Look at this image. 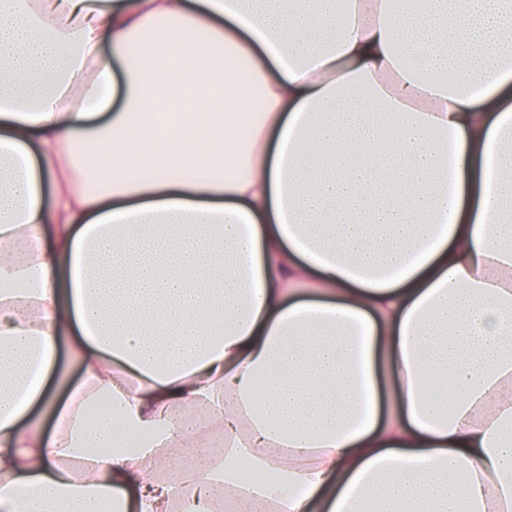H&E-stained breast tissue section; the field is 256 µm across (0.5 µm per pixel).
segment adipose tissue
Instances as JSON below:
<instances>
[{
	"label": "adipose tissue",
	"mask_w": 512,
	"mask_h": 512,
	"mask_svg": "<svg viewBox=\"0 0 512 512\" xmlns=\"http://www.w3.org/2000/svg\"><path fill=\"white\" fill-rule=\"evenodd\" d=\"M511 88L512 0H0V512H512ZM58 361L61 365L68 368L69 382L67 385L61 386L57 384L53 378L50 377L47 383V390L50 394L53 395V398L57 403L62 404L66 400L69 390L79 384L81 381V371L78 369V367L69 361L67 353V341L65 340L61 342ZM186 426L202 428L197 434V441L202 447L222 448V428L219 424L195 414H188L184 418Z\"/></svg>",
	"instance_id": "adipose-tissue-1"
}]
</instances>
